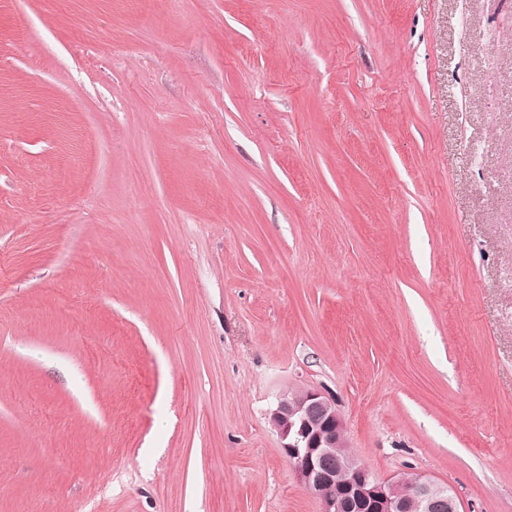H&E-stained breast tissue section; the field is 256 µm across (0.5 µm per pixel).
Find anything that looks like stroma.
I'll list each match as a JSON object with an SVG mask.
<instances>
[{
	"mask_svg": "<svg viewBox=\"0 0 512 512\" xmlns=\"http://www.w3.org/2000/svg\"><path fill=\"white\" fill-rule=\"evenodd\" d=\"M506 0H0V512H321L269 422L512 512Z\"/></svg>",
	"mask_w": 512,
	"mask_h": 512,
	"instance_id": "1",
	"label": "stroma"
}]
</instances>
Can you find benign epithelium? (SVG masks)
<instances>
[{
  "mask_svg": "<svg viewBox=\"0 0 512 512\" xmlns=\"http://www.w3.org/2000/svg\"><path fill=\"white\" fill-rule=\"evenodd\" d=\"M281 448L300 485L322 512H460L447 486L420 474L379 480L353 454L332 458L346 443L334 400L317 390L283 394L270 414Z\"/></svg>",
  "mask_w": 512,
  "mask_h": 512,
  "instance_id": "1",
  "label": "benign epithelium"
}]
</instances>
